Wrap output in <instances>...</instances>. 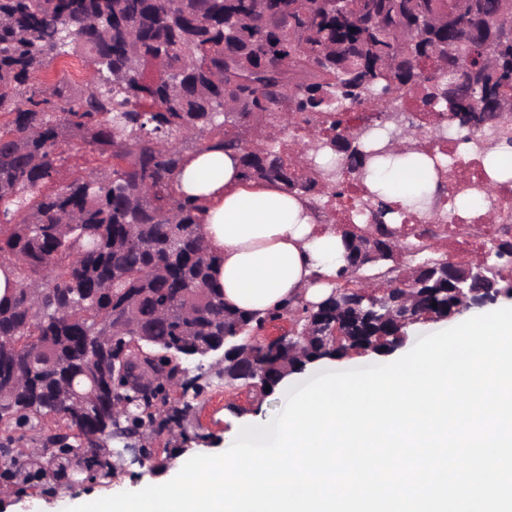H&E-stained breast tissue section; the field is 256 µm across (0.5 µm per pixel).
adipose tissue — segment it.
<instances>
[{"instance_id": "ef3b65f1", "label": "adipose tissue", "mask_w": 512, "mask_h": 512, "mask_svg": "<svg viewBox=\"0 0 512 512\" xmlns=\"http://www.w3.org/2000/svg\"><path fill=\"white\" fill-rule=\"evenodd\" d=\"M372 188L415 203L435 190L432 163L399 150L376 172ZM177 189L203 208L201 233L221 259L218 283L227 308L262 317L329 297L344 240L335 225L319 223L308 200L243 179L238 153L220 148L187 155Z\"/></svg>"}]
</instances>
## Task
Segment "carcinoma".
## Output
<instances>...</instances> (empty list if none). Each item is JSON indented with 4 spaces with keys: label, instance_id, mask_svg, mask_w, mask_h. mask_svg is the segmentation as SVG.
<instances>
[{
    "label": "carcinoma",
    "instance_id": "cac0c4a2",
    "mask_svg": "<svg viewBox=\"0 0 512 512\" xmlns=\"http://www.w3.org/2000/svg\"><path fill=\"white\" fill-rule=\"evenodd\" d=\"M512 0H0V262L13 295L0 301V479L56 484L114 475L112 458L145 428L183 427L204 387L183 362L239 345L250 367L223 358L227 379L275 388L292 371L353 348L386 352L394 328L343 291L300 319L336 323L349 340L244 344L265 322L224 307L220 258L200 232L202 207L179 196L188 150L214 136L239 152L247 180L277 183L322 205L344 175L365 182L394 150L369 147L345 125L356 104L407 112L402 96L452 112L479 134L469 150L512 144ZM466 40L470 78L450 48ZM82 54L96 77L75 94L62 76L39 80L59 58ZM255 134L253 150L246 135ZM110 163L58 181L71 140ZM377 233L395 236L392 208L369 202ZM401 267L381 260L389 284L422 267L421 310L445 314L456 298L419 260L413 241ZM141 336L157 388L118 389L135 367L125 351ZM45 345L49 355L33 353ZM181 388L178 399L164 384ZM47 418L64 430L44 431ZM28 440L27 452H13Z\"/></svg>",
    "mask_w": 512,
    "mask_h": 512
}]
</instances>
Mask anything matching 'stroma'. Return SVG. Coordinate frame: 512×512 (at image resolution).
Masks as SVG:
<instances>
[{
	"mask_svg": "<svg viewBox=\"0 0 512 512\" xmlns=\"http://www.w3.org/2000/svg\"><path fill=\"white\" fill-rule=\"evenodd\" d=\"M478 313V308L473 307L447 320L427 321L410 326L406 330L407 339L404 344L384 355L352 350L340 358L317 360L308 364L305 370L291 374L287 384L278 385L273 392L265 395L238 384L232 386L225 383L220 356L215 355L201 360L200 363L189 364V373L202 375L208 384L206 392L195 400L194 412L189 423L184 426L186 435H201V442L186 444L181 438H173V445L182 447L183 453L170 460L164 471L155 472L150 466L142 467L124 461L118 464L111 483L84 480L58 485L51 493L37 489L9 505L7 512H66L67 508L90 497L102 498L165 483L177 475L185 461L193 456L222 452L237 419L249 416L260 423L271 420L283 408L290 386L303 384L328 370L343 371L391 362L410 351L420 337L456 326Z\"/></svg>",
	"mask_w": 512,
	"mask_h": 512,
	"instance_id": "obj_1",
	"label": "stroma"
}]
</instances>
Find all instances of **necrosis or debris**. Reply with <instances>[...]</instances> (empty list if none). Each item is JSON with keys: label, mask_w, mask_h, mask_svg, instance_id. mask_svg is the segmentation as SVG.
Instances as JSON below:
<instances>
[{"label": "necrosis or debris", "mask_w": 512, "mask_h": 512, "mask_svg": "<svg viewBox=\"0 0 512 512\" xmlns=\"http://www.w3.org/2000/svg\"><path fill=\"white\" fill-rule=\"evenodd\" d=\"M466 137V132L450 127L441 137L425 142L438 181L448 187L438 204L452 211L451 219L439 225L432 242L462 262L483 255L500 237H512V179L492 178L483 158L465 150ZM365 191L362 184L348 181L341 196L325 206L323 222L372 226L371 215L356 208Z\"/></svg>", "instance_id": "1"}]
</instances>
